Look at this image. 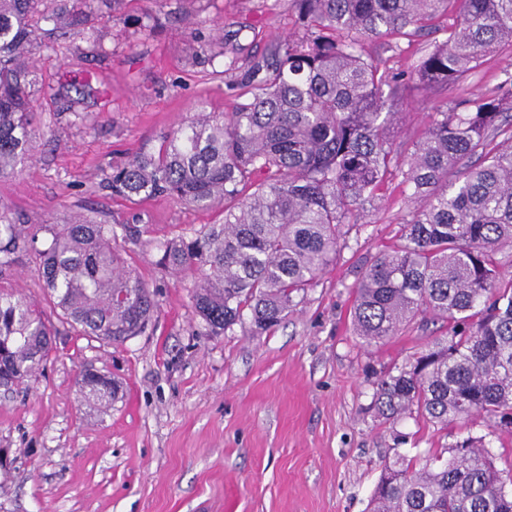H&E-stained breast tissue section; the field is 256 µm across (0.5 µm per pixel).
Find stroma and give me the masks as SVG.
Segmentation results:
<instances>
[{
	"mask_svg": "<svg viewBox=\"0 0 512 512\" xmlns=\"http://www.w3.org/2000/svg\"><path fill=\"white\" fill-rule=\"evenodd\" d=\"M195 8L194 0H133L130 19L159 16V34L121 36L104 16L105 55L44 48L35 56L32 124L40 137L32 163L0 178V207L22 224L83 213L125 225L115 247L157 307L144 334L110 345L60 322L34 252L18 253L0 276L58 329L39 370L22 387L0 388V512H369L395 455L441 451L467 436L483 439L512 476V434L484 418L440 431L416 417L384 420L373 406L380 373L442 333L413 323L366 346L352 331L358 272L392 243L411 209L399 181L365 205L333 265L263 336L245 325L212 335L194 305L193 274L172 275L154 247L219 223L223 205L130 202L104 186L101 166L157 148L199 106L225 113L237 103L223 58L204 66L185 58L184 16ZM203 17L202 37L223 35L243 66L295 29L291 0H208ZM505 70L508 49L452 91H402L398 151L444 102L474 97ZM77 110L90 126L75 123ZM86 368L117 382L109 406L80 393L76 379Z\"/></svg>",
	"mask_w": 512,
	"mask_h": 512,
	"instance_id": "35a3bbf8",
	"label": "stroma"
}]
</instances>
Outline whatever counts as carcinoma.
<instances>
[{"instance_id":"obj_1","label":"carcinoma","mask_w":512,"mask_h":512,"mask_svg":"<svg viewBox=\"0 0 512 512\" xmlns=\"http://www.w3.org/2000/svg\"><path fill=\"white\" fill-rule=\"evenodd\" d=\"M0 0V178L31 157L33 64L37 25L45 21L102 50L101 12L126 21L127 0ZM299 35L239 72L245 96L231 112L204 110L181 120L155 150L101 169L112 195L172 196L200 209L224 204V219L190 238L156 245L171 273L196 272L195 307L213 334L249 321L272 331L336 260L346 227L386 183L402 177L413 210L395 242L366 266L354 286V333L366 345L402 327L446 322L450 332L384 375L373 394L378 412L412 414L441 430L481 416L512 428V279L496 255L512 249V73L487 92L433 113L403 157L392 133L399 93L449 89L486 57L512 49V0H292ZM455 15L446 27L439 16ZM151 13L137 33L159 31ZM434 32L411 70L381 66L364 54L368 39ZM223 38L190 39L188 60L224 55ZM506 136L499 143L497 138ZM475 160L462 166L465 160ZM48 237H40V233ZM114 225L83 214L67 224H18L0 209V273L31 249L43 288L62 322L108 344L142 334L156 308L153 292L113 246ZM54 331L36 305L0 286V381L25 382L52 349ZM81 390L100 403L116 396L112 378L81 372ZM441 454L385 466L372 512H512V492L482 440L467 437Z\"/></svg>"}]
</instances>
